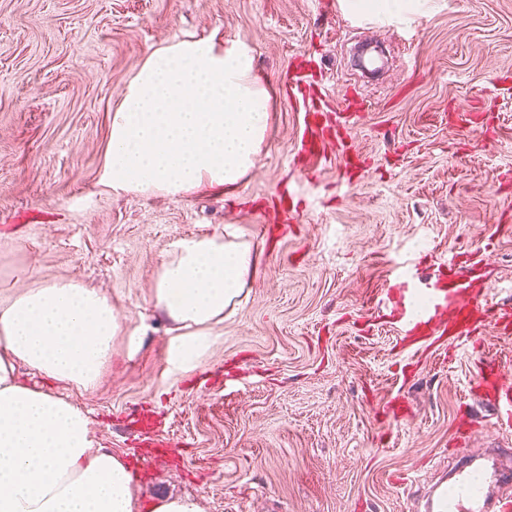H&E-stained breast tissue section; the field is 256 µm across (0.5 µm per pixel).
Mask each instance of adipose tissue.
<instances>
[{
  "label": "adipose tissue",
  "mask_w": 512,
  "mask_h": 512,
  "mask_svg": "<svg viewBox=\"0 0 512 512\" xmlns=\"http://www.w3.org/2000/svg\"><path fill=\"white\" fill-rule=\"evenodd\" d=\"M269 100L245 48L170 43L141 64L112 114L102 180L113 193L146 197L234 188L260 153ZM254 272L250 246L223 236L172 244L153 298L170 324L174 362L187 366L209 348ZM119 328L111 299L74 281L25 288L0 304V512H134L129 467L94 447L88 416L17 379L23 365L94 389Z\"/></svg>",
  "instance_id": "obj_1"
}]
</instances>
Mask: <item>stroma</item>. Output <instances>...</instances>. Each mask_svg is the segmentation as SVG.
Here are the masks:
<instances>
[{
    "label": "stroma",
    "mask_w": 512,
    "mask_h": 512,
    "mask_svg": "<svg viewBox=\"0 0 512 512\" xmlns=\"http://www.w3.org/2000/svg\"><path fill=\"white\" fill-rule=\"evenodd\" d=\"M213 38L246 46L270 94L269 130L235 189L179 198L100 183L111 115L145 58ZM331 102L368 107L343 174L334 146L297 148L310 63ZM512 0H423L393 17L320 0H0V301L61 280L106 293L112 361L89 392L19 367L87 413L94 445L131 458L128 416L150 405L172 448L134 474L136 512L191 496L204 512H420L456 458L490 451L494 407L469 384L512 365V335L402 348L380 319L389 270L426 276L473 253L495 307L512 308ZM250 245L256 272L189 367L170 362L152 285L174 241ZM411 414H379L391 399ZM419 473L404 485V475Z\"/></svg>",
    "instance_id": "35a3bbf8"
}]
</instances>
